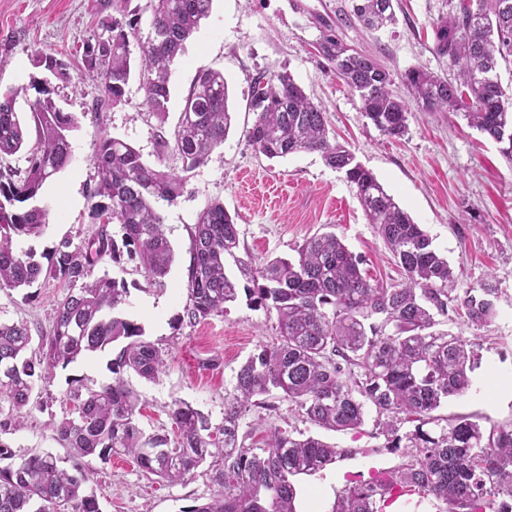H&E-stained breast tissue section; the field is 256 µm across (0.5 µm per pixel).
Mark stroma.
Returning a JSON list of instances; mask_svg holds the SVG:
<instances>
[{"mask_svg":"<svg viewBox=\"0 0 512 512\" xmlns=\"http://www.w3.org/2000/svg\"><path fill=\"white\" fill-rule=\"evenodd\" d=\"M351 4L352 0H213L209 17L173 70L168 112L160 120L144 111V91L135 77L121 104L94 114L101 82L86 76L79 62L83 43L99 31L106 15L100 0H0V89L21 90L16 109L28 114L27 101L35 96L32 81L47 78L32 56L38 50L53 54L65 63L66 75L49 78L52 98L77 122L70 165L41 192L39 202L48 210L42 233L16 241L18 250L34 252L39 261H47L62 240L81 244L98 227L90 190L96 177L92 154L100 133L127 141L146 162L161 159L180 168L174 153L159 155L160 137H172L199 71H222L228 82L233 125L223 146L190 173L176 204L159 205L175 253L163 283H150L132 264L99 268L128 290L120 316L141 325L146 339L166 355L167 364L155 380L125 376L141 399L138 424L144 433L170 427L168 410L179 400L204 413L213 428H221L224 399L233 392L239 366L276 334L275 312L249 304L243 295L222 313L195 324L183 322L190 230L208 202H223L235 216L238 255L253 266L294 257L305 239L333 232L361 258L372 281L390 285L405 280L342 172L328 166L317 152L267 159L244 138V129L257 118L250 106L254 78L283 71L323 107L330 136L345 144L432 237L453 269L456 290L486 280L497 288V315L489 325L469 324L453 305L438 318L439 329L469 340L477 355L470 388L450 397L439 414L448 419L468 416L486 428L512 423V163L460 112H427L410 104L408 132L397 140L365 118L358 97L317 51L324 33L320 19L335 21L350 11ZM394 8L397 23L391 28L372 31L354 22L338 34L353 49L373 53L393 74L414 65L446 73V59L433 50L432 24L448 12V0H395ZM64 294L62 283L52 279L24 290L0 289V323H26L33 337L29 351L37 353L40 337L51 328L53 306ZM115 355L108 347L57 369L50 383L36 386L23 426L0 431V441L19 458L44 452L67 458L49 422L71 415L75 394L111 383L109 364ZM375 418V412H368L357 431H326L277 398L272 409H252L242 427H278L347 449V456L324 471L296 479L298 512H331L337 492L346 484L368 481L402 461L401 451L387 447ZM90 466L93 475L87 490L97 498L100 512H181L217 491L205 465L174 483L148 480L124 456L95 459Z\"/></svg>","mask_w":512,"mask_h":512,"instance_id":"1","label":"stroma"}]
</instances>
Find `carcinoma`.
<instances>
[{
	"instance_id": "1",
	"label": "carcinoma",
	"mask_w": 512,
	"mask_h": 512,
	"mask_svg": "<svg viewBox=\"0 0 512 512\" xmlns=\"http://www.w3.org/2000/svg\"><path fill=\"white\" fill-rule=\"evenodd\" d=\"M103 2L113 10L101 22L108 44L90 38L82 53L84 73L102 84L94 112L123 101L135 43L143 105L164 118L172 66L209 16L213 0H145L129 11L122 8L124 0ZM146 12L150 21L144 33ZM351 16L373 30L396 22L393 0H353ZM433 29L435 52L448 60L452 77L410 67L401 74L409 96L429 112L464 111L470 125L499 144L512 163V138L501 137L502 127L512 128V95L496 75L498 59L512 54V0H458ZM318 51L384 135L407 133V102L394 94L392 75L376 58L351 49L331 30ZM34 61L55 77L66 75L65 64L51 54L37 52ZM32 88L36 139L26 167L0 172V288H29L44 277L64 282L68 292L55 304L52 330L41 337L35 356H26L27 325L0 323V429L23 425L22 410L36 385L50 381L55 368L113 344L119 349L111 361L112 383L78 398L76 417L53 423L73 458L71 468L48 452L16 462L0 441V461H10L0 466V512H99L95 496L84 489L83 460L114 455L129 456L145 474L169 482L213 458L217 494L180 512H298L295 478L316 474L353 450L313 435L296 438L278 427L269 430L264 446H255L241 422L253 407L272 408L267 397L275 392L312 425L335 432L360 429L369 405L387 447L403 448L407 461L382 478L344 487L331 512H382L394 492L428 499L436 512H512V425L485 429L468 416L446 420L436 414L449 397L470 388L474 352L462 337L436 330L435 315L447 314L454 302L468 322L486 326L497 313L496 289L482 283L461 296L448 295L453 280L448 259L374 173L356 162L351 150L330 141L324 111L286 71L254 79L258 117L243 136L268 158L316 151L344 172L405 283H371L332 232L306 239L295 259L275 258L255 267L236 256L239 230L224 204L207 203L191 230L185 284L189 322L222 313L238 300V280L225 272L229 256L240 275L257 284L245 289L249 302L276 312V337L239 367L233 394L224 398L220 435L184 401L169 410L171 430L144 434L136 421L141 401L123 373L151 380L164 366V354L144 339L140 325L114 315L126 301L125 284L94 272L104 263H133L154 282L168 274L174 252L155 202H175L188 174L224 144L233 121L229 86L220 71L196 75L174 139L160 137V146L179 156V172L161 160L148 164L128 142L101 133L92 155L98 228L79 246L60 242L45 266L33 253L17 252L13 239L36 236L46 224L48 213L36 201L45 183L72 161L75 122L56 107L48 81L35 80ZM16 97L15 90L0 91V155H13L27 144L28 127L17 115ZM112 223L120 225L118 239L109 229ZM404 422L416 426L401 435Z\"/></svg>"
}]
</instances>
